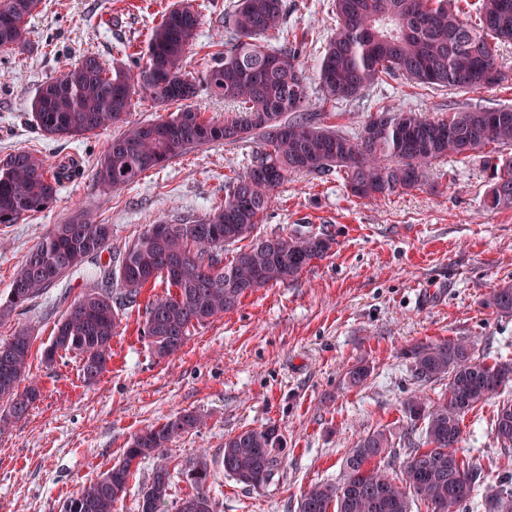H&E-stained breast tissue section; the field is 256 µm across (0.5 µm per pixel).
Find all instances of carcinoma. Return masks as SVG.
<instances>
[{"instance_id":"1","label":"carcinoma","mask_w":512,"mask_h":512,"mask_svg":"<svg viewBox=\"0 0 512 512\" xmlns=\"http://www.w3.org/2000/svg\"><path fill=\"white\" fill-rule=\"evenodd\" d=\"M336 25L317 62L324 100L350 102L367 87L401 76L420 87L469 92L493 89L509 80L497 65L499 48L512 43V0H333ZM40 0H0V52L29 49L25 20ZM285 0H234L224 10V51L212 59L203 79L187 72L184 61L198 37L201 12L189 2L168 9L148 35L134 64L105 66L90 53L60 76L43 82L30 105L32 121L47 137L87 139L119 127L95 170L98 183L122 188L143 173L188 151L215 142L256 143L246 171L224 182V203L202 217L154 225L96 267L94 288L78 299L56 324L44 359L72 352L82 356L84 381L100 380L112 359V337L119 310L138 305L143 288L161 279L176 292L145 307L142 336L157 356L176 354L190 329L233 310L245 289L295 280L312 261L333 249L331 235L296 230L285 235L257 234L273 191L288 175L306 172L342 176L351 196L377 199L413 190L424 170L444 157L482 158L490 181L484 204L512 208V105H465L446 118H428L408 109H384L355 132L316 122L308 113L309 84L304 67L288 47L269 40L284 33ZM224 100L231 117L219 122L189 104L200 88ZM176 111L148 123H130L134 97ZM378 130H373L375 125ZM76 164L50 170L40 157L24 151L0 158V224H17L56 201ZM112 225L82 214L52 230L17 268L0 316L45 293L65 274L95 259L108 246ZM250 243L224 262V249ZM180 263L170 280L169 266ZM489 305L512 313V284L497 289ZM33 343L22 328L0 345V427L22 419L40 397L26 383ZM413 376L442 382L435 400L411 396L405 414L409 457L402 477L380 465L396 454L383 431L362 438L345 460L342 483H318L302 495L297 512H412L420 503L428 512H470L474 498L490 489L488 512H512V475L489 488V472L457 456L465 416L512 381V358L486 363L465 338L420 342L407 348ZM370 375L358 362L344 380L353 387ZM194 411L177 413L135 435L122 458L84 484L63 505V512H116L132 467L160 454L181 435L198 428ZM501 445L512 447V401L499 405L491 423ZM284 463L282 435L274 425L242 430L224 438V473L252 488L269 483L267 474ZM213 463L199 456L185 472L195 493L180 500L175 512H213L207 491ZM172 476L158 465L141 492L140 512H166Z\"/></svg>"}]
</instances>
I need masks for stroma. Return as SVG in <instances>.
<instances>
[{
    "label": "stroma",
    "instance_id": "stroma-1",
    "mask_svg": "<svg viewBox=\"0 0 512 512\" xmlns=\"http://www.w3.org/2000/svg\"><path fill=\"white\" fill-rule=\"evenodd\" d=\"M202 15L185 68L200 72L224 49L230 0H193ZM174 0H41L28 17L31 49L0 53V156L28 150L48 167L75 161L79 171L46 213L0 224V298L27 252L52 225L78 210L111 225L99 261L123 249L145 225L193 220L224 200V182L244 172L253 142L214 143L149 170L138 183L112 189L95 166L112 130L85 140H52L31 121L38 86L83 55L132 63L152 26ZM288 41L301 53L310 109L326 125L355 131L381 108H412L431 118L468 103L512 104V79L470 93L412 85L396 77L366 88L359 100L322 101L316 63L336 24L333 0H287ZM489 174L480 158H447L428 169L419 189L375 201L347 193L338 174L290 175L275 193L257 232H325L332 252L291 282L246 294L233 311L192 329L172 357L154 354L139 334L144 304L167 292L143 289L138 306L120 314L112 359L96 384L82 376L78 355L47 364L43 352L55 322L92 288L85 271L70 272L27 305L0 317V344L23 327L34 341L28 373L40 397L28 415L0 433V512H61L80 487L108 470L131 438L184 410L205 422L171 443L170 501L192 494L185 473L199 454L219 458L226 435L268 424L283 436L285 461L258 491L223 471L209 481L217 512H296L317 483L337 484L343 461L366 434L400 441L410 427L404 400L437 398L440 384H421L403 356L418 342L468 338L477 356L512 357V315L489 307L491 294L512 283V208L486 210ZM371 368L360 386L343 377L357 362ZM512 399V382L466 415L458 456L482 467L512 469L490 423Z\"/></svg>",
    "mask_w": 512,
    "mask_h": 512
}]
</instances>
